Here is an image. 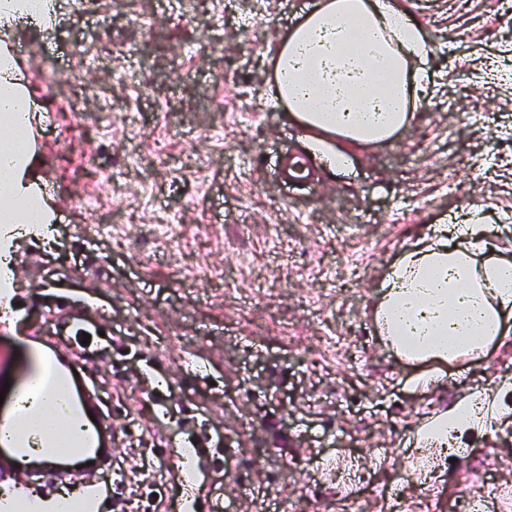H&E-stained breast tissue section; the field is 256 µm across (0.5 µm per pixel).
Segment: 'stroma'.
<instances>
[{
	"label": "stroma",
	"mask_w": 512,
	"mask_h": 512,
	"mask_svg": "<svg viewBox=\"0 0 512 512\" xmlns=\"http://www.w3.org/2000/svg\"><path fill=\"white\" fill-rule=\"evenodd\" d=\"M55 2L51 29L0 17L40 105L33 178L54 214L47 240L11 244L0 419L32 350L63 359L78 311L91 339L70 385L103 424L107 459L89 472L102 512L117 497L171 512L185 496L225 512H352L358 496L365 512H464L472 495L512 512V428L468 436L436 496L405 465L440 400L512 376V335L423 393L370 318L425 226L473 204L512 238V0H398L429 48L428 103L390 140L351 148L347 170L310 156L314 181L288 186L277 165L308 141L269 99L271 58L311 0ZM94 195L101 212L78 206ZM171 224L185 228L176 264ZM198 440L232 459L189 488L178 450ZM326 461L370 485L337 488Z\"/></svg>",
	"instance_id": "1"
}]
</instances>
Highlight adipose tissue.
<instances>
[{"mask_svg":"<svg viewBox=\"0 0 512 512\" xmlns=\"http://www.w3.org/2000/svg\"><path fill=\"white\" fill-rule=\"evenodd\" d=\"M427 54L417 24L389 0H312L274 58L272 98L308 131L329 172L345 167L349 147L380 144L402 128L430 93L421 65ZM14 58L0 53V223H49L52 213L24 180L31 152H17L21 128L37 103ZM372 318L398 356L422 364L414 389L436 384L441 368L484 352L512 334V260L483 222L478 207L452 224H433L402 248L382 284ZM512 377L474 388L431 412L408 444L410 476L427 489L443 476L444 454L466 434L512 426L500 400ZM57 384L20 413L28 433L52 430L54 409L67 400Z\"/></svg>","mask_w":512,"mask_h":512,"instance_id":"ef3b65f1","label":"adipose tissue"}]
</instances>
